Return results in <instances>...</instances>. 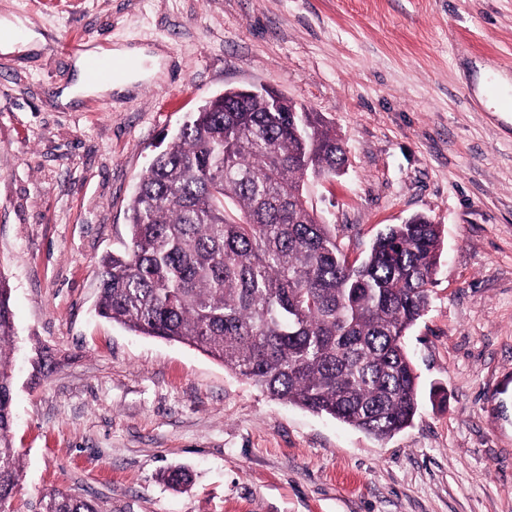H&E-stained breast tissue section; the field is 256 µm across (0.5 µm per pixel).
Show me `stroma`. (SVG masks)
Here are the masks:
<instances>
[{
	"label": "stroma",
	"mask_w": 512,
	"mask_h": 512,
	"mask_svg": "<svg viewBox=\"0 0 512 512\" xmlns=\"http://www.w3.org/2000/svg\"><path fill=\"white\" fill-rule=\"evenodd\" d=\"M36 47L0 68V273L17 326L11 512L63 491L97 512H512V0H0ZM163 53L158 77L62 104L65 33ZM270 86L321 113L343 175L312 180L349 259L421 214L444 232L406 348L412 425L379 440L272 399L187 345L98 317L99 264L128 239L152 157L202 102ZM48 350L52 371L32 379ZM182 466L183 490L161 479Z\"/></svg>",
	"instance_id": "stroma-1"
}]
</instances>
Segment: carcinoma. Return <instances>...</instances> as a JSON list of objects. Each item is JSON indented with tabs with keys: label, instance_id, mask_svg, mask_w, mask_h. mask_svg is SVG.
I'll use <instances>...</instances> for the list:
<instances>
[{
	"label": "carcinoma",
	"instance_id": "cac0c4a2",
	"mask_svg": "<svg viewBox=\"0 0 512 512\" xmlns=\"http://www.w3.org/2000/svg\"><path fill=\"white\" fill-rule=\"evenodd\" d=\"M346 152L317 112L227 89L204 101L152 160L128 207L129 240L100 262L98 314L193 346L270 397L377 439L409 427L420 401L404 338L442 253L424 217L380 232L350 261L301 202L312 174ZM16 334L0 275V509L23 477L7 366ZM189 483L182 468L162 474ZM42 512H96L54 491Z\"/></svg>",
	"mask_w": 512,
	"mask_h": 512
}]
</instances>
